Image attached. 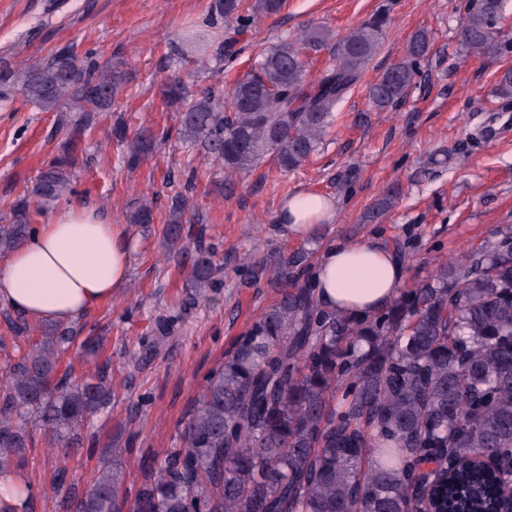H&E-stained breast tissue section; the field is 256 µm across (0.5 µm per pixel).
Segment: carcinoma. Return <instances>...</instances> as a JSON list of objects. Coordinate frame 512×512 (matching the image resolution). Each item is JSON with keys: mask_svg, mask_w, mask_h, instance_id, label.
<instances>
[{"mask_svg": "<svg viewBox=\"0 0 512 512\" xmlns=\"http://www.w3.org/2000/svg\"><path fill=\"white\" fill-rule=\"evenodd\" d=\"M512 0H466L461 47L498 59L512 44L499 24ZM284 0H215L205 29L183 44L205 70L224 71L245 48L261 16ZM388 11L338 39L325 28L262 49L229 87L215 81L191 90L177 75L164 95L179 105L171 128L128 138L119 121L111 138L139 164L171 137L203 154L227 181L268 154L282 172L300 168L333 125L336 105L360 83L382 44ZM330 52L327 68L305 81L307 58ZM432 44L424 30L401 61L369 85L372 105L404 101ZM109 61L68 47L41 64L0 71V102L20 93L43 112H77L87 129L112 111L121 92ZM495 92L512 97V66ZM197 169L167 182L170 206L161 229L169 252L194 253L188 287L195 299L218 287L219 248L206 241L201 217L186 218ZM78 178L77 143L68 136L0 224V256L17 249L41 215L68 199ZM304 255L247 265L280 298L224 353L206 376L183 423V447L162 450L158 470L143 472L132 512H496L512 481V235L490 248L439 264L385 307L366 316L339 313L316 289L299 283ZM16 336L40 333L36 348L0 377V478L19 466L39 429L52 449L112 400L105 368L80 379L57 376L71 330L6 319ZM102 338L85 337L81 358H97ZM130 452L110 445L87 493L71 512H115L127 474L115 463ZM439 458L446 471L428 478Z\"/></svg>", "mask_w": 512, "mask_h": 512, "instance_id": "cac0c4a2", "label": "carcinoma"}]
</instances>
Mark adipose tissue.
Wrapping results in <instances>:
<instances>
[{
    "mask_svg": "<svg viewBox=\"0 0 512 512\" xmlns=\"http://www.w3.org/2000/svg\"><path fill=\"white\" fill-rule=\"evenodd\" d=\"M335 216L331 196L304 191L279 207L276 222L288 238L310 240ZM130 252L127 225L87 205L64 206L0 264V303L32 320L70 322L111 300L128 278ZM403 278L399 257L382 244L335 242L323 249L312 284L329 306L366 314L396 297Z\"/></svg>",
    "mask_w": 512,
    "mask_h": 512,
    "instance_id": "ef3b65f1",
    "label": "adipose tissue"
}]
</instances>
